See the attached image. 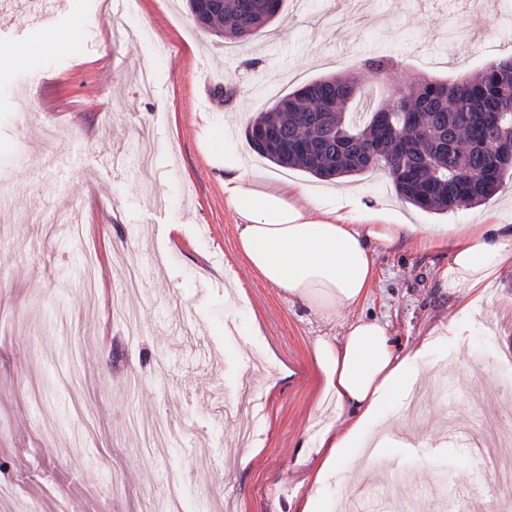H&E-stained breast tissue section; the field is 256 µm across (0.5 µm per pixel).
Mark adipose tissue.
Returning <instances> with one entry per match:
<instances>
[{
    "mask_svg": "<svg viewBox=\"0 0 512 512\" xmlns=\"http://www.w3.org/2000/svg\"><path fill=\"white\" fill-rule=\"evenodd\" d=\"M78 48L75 29H59L49 40L17 46L0 64ZM215 148L224 167V199L239 218L238 252L258 278L320 322L332 323L363 303L380 253L403 239L447 252L439 279L467 296L466 313L479 311L499 273L512 268L511 224H396L390 213L360 208L350 194L329 201L302 184L247 170L226 138H217ZM463 322V315H450L401 346L388 322L362 316L347 321L342 334L311 338L318 395L293 462L295 512H333L324 495L331 480L372 474L383 456L407 448L396 436L381 441L378 451L366 450L386 408H393L394 423L403 422L404 400L424 359L438 345L456 342Z\"/></svg>",
    "mask_w": 512,
    "mask_h": 512,
    "instance_id": "ef3b65f1",
    "label": "adipose tissue"
}]
</instances>
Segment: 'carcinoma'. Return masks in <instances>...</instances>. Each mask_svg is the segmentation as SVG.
<instances>
[{"mask_svg": "<svg viewBox=\"0 0 512 512\" xmlns=\"http://www.w3.org/2000/svg\"><path fill=\"white\" fill-rule=\"evenodd\" d=\"M196 20L245 46L273 21H261L265 0H188ZM355 80L317 79L250 119V148L273 164L317 178L340 179L380 169L407 203L448 213L486 202L512 180V59L452 82L405 80L385 104L353 112ZM259 125L275 130L271 146L252 144ZM372 158H367V155Z\"/></svg>", "mask_w": 512, "mask_h": 512, "instance_id": "obj_1", "label": "carcinoma"}]
</instances>
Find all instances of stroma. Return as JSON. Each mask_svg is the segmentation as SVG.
Returning a JSON list of instances; mask_svg holds the SVG:
<instances>
[{"instance_id":"stroma-1","label":"stroma","mask_w":512,"mask_h":512,"mask_svg":"<svg viewBox=\"0 0 512 512\" xmlns=\"http://www.w3.org/2000/svg\"><path fill=\"white\" fill-rule=\"evenodd\" d=\"M362 29L329 24L336 0H286L282 17L252 49L197 26L186 0H83L57 28L94 31L73 55L32 56L0 69V512H164L168 476L180 472L184 512H278L309 424L316 379L312 336L341 331L308 318L257 279L236 247L238 217L224 199L213 142L231 125L245 163L276 167L244 137L248 117L329 75L355 77L380 105L401 79H453L512 57V0H367ZM38 0H0V50L44 38L31 25ZM386 58L380 73L368 59ZM152 173L143 177L146 142ZM51 164H41L42 156ZM315 193L352 189L411 224H475L489 214L512 225V182L489 202L448 214L400 200L378 171L330 184L288 170ZM154 190L160 207L139 197ZM169 224L183 240L167 239ZM448 256L399 241L378 258L368 300L354 313L390 324L398 342L424 335L467 300L448 293ZM139 268V292L123 295L138 315L129 334L112 318L118 276ZM97 285L87 289L86 267ZM237 280L240 296L222 282ZM213 282L207 298L198 285ZM489 307L465 323L458 347L433 364L448 383L421 378L411 422L427 445L386 458L382 482L364 485L356 512H435L481 506L492 489L474 447L480 408L492 406L512 436V268ZM200 323H188L187 307ZM234 338H226L227 328ZM276 377L242 387L252 360ZM253 404L252 416L212 420L214 405ZM166 421L158 456L139 451L133 422ZM250 431L242 443V431Z\"/></svg>"}]
</instances>
